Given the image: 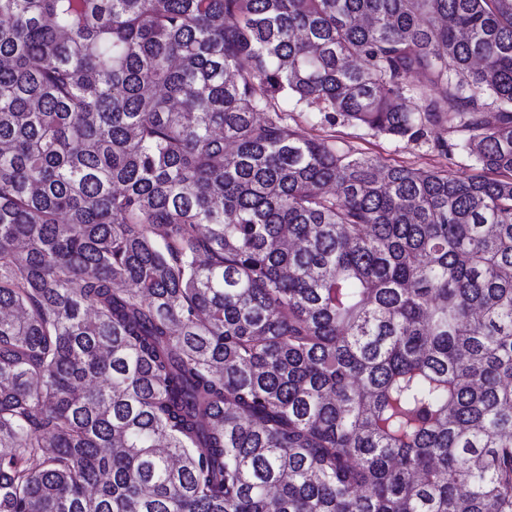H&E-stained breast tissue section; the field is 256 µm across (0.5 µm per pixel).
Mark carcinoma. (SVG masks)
<instances>
[{"mask_svg":"<svg viewBox=\"0 0 512 512\" xmlns=\"http://www.w3.org/2000/svg\"><path fill=\"white\" fill-rule=\"evenodd\" d=\"M0 310V512H512V0H0ZM288 125L304 137H336V143L351 147L366 155L378 156L391 163L428 168L440 166L441 159L432 150L437 139H460L459 133L444 128H431L425 139L406 143L385 136H373L365 129L343 123L341 120L316 123L308 112H288Z\"/></svg>","mask_w":512,"mask_h":512,"instance_id":"1","label":"carcinoma"}]
</instances>
